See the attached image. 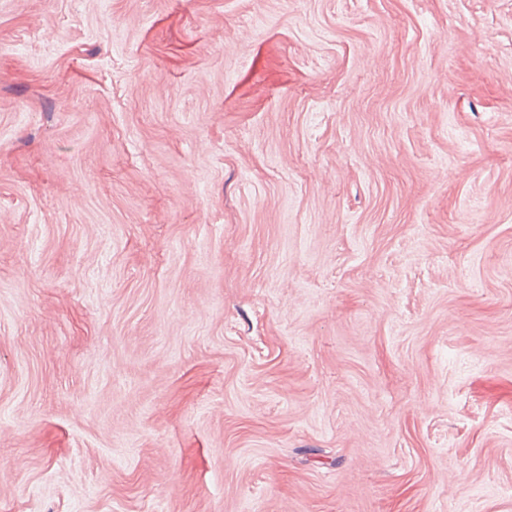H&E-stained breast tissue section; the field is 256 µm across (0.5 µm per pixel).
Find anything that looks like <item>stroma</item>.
I'll use <instances>...</instances> for the list:
<instances>
[{"instance_id": "35a3bbf8", "label": "stroma", "mask_w": 512, "mask_h": 512, "mask_svg": "<svg viewBox=\"0 0 512 512\" xmlns=\"http://www.w3.org/2000/svg\"><path fill=\"white\" fill-rule=\"evenodd\" d=\"M0 512H512V0H0Z\"/></svg>"}]
</instances>
